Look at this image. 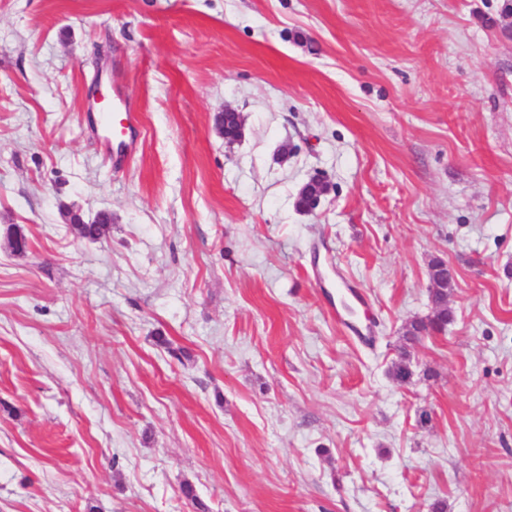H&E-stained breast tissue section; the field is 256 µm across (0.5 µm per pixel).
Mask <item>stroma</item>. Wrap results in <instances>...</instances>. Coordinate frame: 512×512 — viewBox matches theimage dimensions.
<instances>
[{"label":"stroma","instance_id":"stroma-1","mask_svg":"<svg viewBox=\"0 0 512 512\" xmlns=\"http://www.w3.org/2000/svg\"><path fill=\"white\" fill-rule=\"evenodd\" d=\"M508 4L0 0V512H512ZM111 112L99 113L100 123L107 133L102 146L106 156L114 164L120 165L125 161L124 153L137 141L139 127L134 112H128L126 109L122 115L115 116ZM112 138L118 140L116 149L112 147ZM223 114L219 116L217 127L220 132L224 133V140L227 143H232L239 140L243 134L244 120L239 112L233 109H224V122ZM69 213L70 223L80 238L96 241L104 238L109 233L110 223L108 221L110 220V217L107 215L100 216L92 223H85L79 214L75 212ZM430 300L432 304L431 315L426 321L421 320L410 324L404 334L406 341H413L418 338L416 332L421 329L432 334L444 333L448 324L452 322L454 317L448 312V293L445 296L442 291L436 288L430 294Z\"/></svg>","mask_w":512,"mask_h":512}]
</instances>
